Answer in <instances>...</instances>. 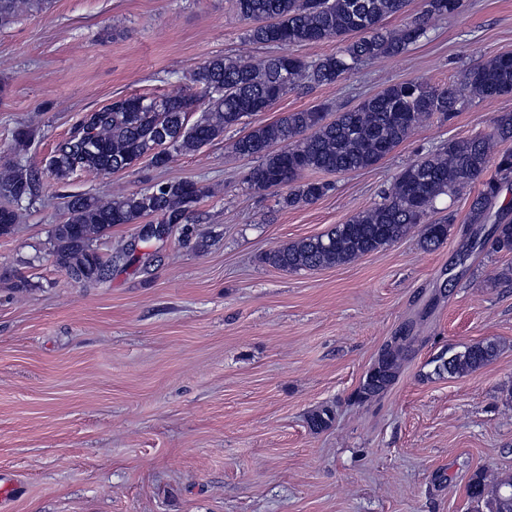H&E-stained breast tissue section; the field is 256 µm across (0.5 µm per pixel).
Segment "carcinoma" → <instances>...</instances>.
Instances as JSON below:
<instances>
[{
    "mask_svg": "<svg viewBox=\"0 0 512 512\" xmlns=\"http://www.w3.org/2000/svg\"><path fill=\"white\" fill-rule=\"evenodd\" d=\"M409 0H235L246 22L244 38L256 44L292 46L341 39L355 34L345 47L315 60L292 53L273 55L260 63L237 56H216L189 76L182 93L116 97L100 109L85 113L68 137L55 148L46 174L65 184L78 172L112 174L133 169L147 159L164 168L175 153L196 152L224 137L256 107L275 104L300 83L333 85L380 57L397 56L425 37L429 22L459 12L463 0H420L417 13L403 27L389 30L383 21L401 15ZM42 4V0H0V28ZM512 94V54L497 55L470 66L462 83L431 85L422 80L391 84L356 109L327 120L320 111L289 112L278 120L254 126L232 143L234 154L255 158L247 177L250 187L287 189L288 207L311 204L330 185L303 180L307 172L348 173L378 164L427 117L439 113L451 120L466 99H492ZM199 113L193 124L189 114ZM494 137L512 140V112L492 119ZM167 140H162L161 134ZM31 142L26 126L13 132L12 151L21 155ZM282 148H277V145ZM470 200L468 223L495 224L491 248L512 252V206L495 208L500 184L512 179V152L492 155L491 139L476 135L450 140L435 152L405 166L381 201L335 224L320 235L273 249L265 262L287 271L315 270L348 264L395 243L411 227L424 225L421 245L438 248L448 238L453 218L431 220L436 204L481 180ZM38 169L20 161L0 168V237L12 234L18 212L12 205L32 201L41 191ZM204 191L187 180L168 181L151 188L109 197L74 194L67 201L66 219L55 225L53 239L59 264L68 278L84 286L106 282L112 263L135 262L123 247L104 257L94 248L97 237L120 224H138L154 217L162 225L186 224ZM404 348L386 344L357 391L363 404L379 395L397 377ZM491 342L453 348L433 360L434 371L465 375L497 356ZM475 512H512V476L489 484L478 475L469 488Z\"/></svg>",
    "mask_w": 512,
    "mask_h": 512,
    "instance_id": "cac0c4a2",
    "label": "carcinoma"
}]
</instances>
